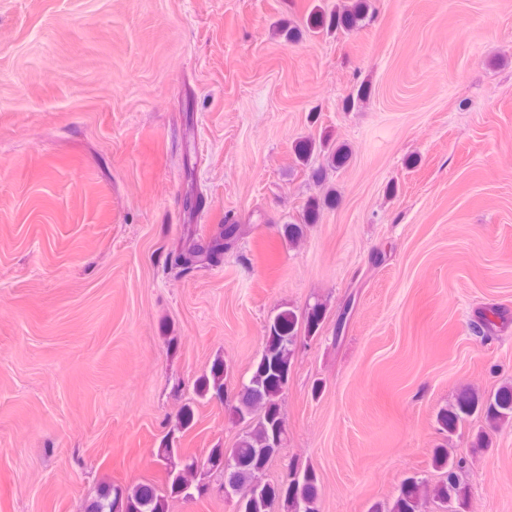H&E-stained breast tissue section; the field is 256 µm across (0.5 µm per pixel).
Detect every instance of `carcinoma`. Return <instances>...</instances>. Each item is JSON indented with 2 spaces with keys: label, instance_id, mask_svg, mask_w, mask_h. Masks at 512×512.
<instances>
[{
  "label": "carcinoma",
  "instance_id": "1",
  "mask_svg": "<svg viewBox=\"0 0 512 512\" xmlns=\"http://www.w3.org/2000/svg\"><path fill=\"white\" fill-rule=\"evenodd\" d=\"M366 11L364 0L350 10L326 11L319 7L308 17V26L313 29L351 30L359 26ZM328 154L327 162L331 167L344 165L349 153L340 145L329 148L327 140L319 142L307 139L296 146V157L308 165L316 152ZM241 234L240 225L227 220L224 229L207 242L193 238L186 239L179 249L167 257V266L182 273L198 267L215 264L224 257V251L232 248ZM324 315V307L316 302L298 315L292 309L282 310L270 321L263 336L262 351L253 366L248 383L242 386L230 411L238 422L247 424L246 430L239 436L232 448H214L211 450L212 470L233 481L241 490L246 491L254 484L263 481L267 461L255 456L257 448H266L276 427L284 424L280 398L293 370V360L297 348V339L301 335L314 338L318 333ZM196 394L224 397V367L215 364L211 373L196 380ZM478 414L491 427L512 421V385H503L488 395L462 392L456 405L442 409L436 415L439 429L454 433L466 418ZM232 459V465L224 468V457ZM432 468L442 475L435 485L418 476L406 478L398 495L387 503H374L369 512H424L428 500H433L449 512H466L469 498L467 485L462 481V461L448 453L441 445L431 451ZM201 475L192 461H182L179 470L167 472V484L160 492L149 484H141L133 489L115 487L99 495L90 512H116L119 507L124 512H166L167 499L186 497L187 488L199 483ZM320 481L315 468L309 464L301 467L299 480L285 485L281 482L266 483L263 497L249 499L244 504L246 512H311V506L319 500Z\"/></svg>",
  "mask_w": 512,
  "mask_h": 512
}]
</instances>
